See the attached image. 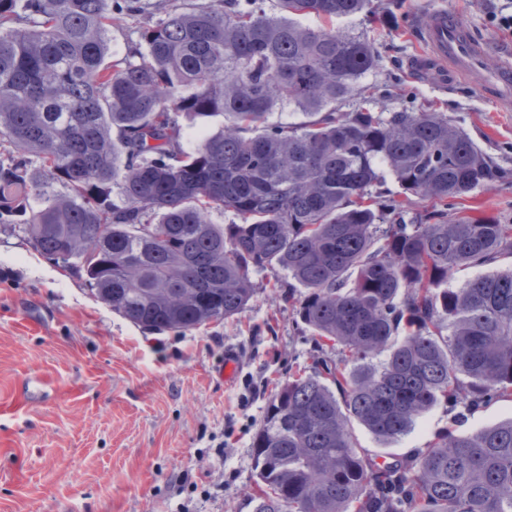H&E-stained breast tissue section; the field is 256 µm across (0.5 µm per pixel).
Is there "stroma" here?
Returning <instances> with one entry per match:
<instances>
[{"label":"stroma","instance_id":"obj_1","mask_svg":"<svg viewBox=\"0 0 512 512\" xmlns=\"http://www.w3.org/2000/svg\"><path fill=\"white\" fill-rule=\"evenodd\" d=\"M374 14L336 19L363 35L377 65L365 77L375 112H439L512 171V111L485 96L480 75L440 89L406 68L424 45L412 20L444 8L488 47L487 68L512 58V33L487 22L491 0H373ZM473 207L512 224V178L449 212ZM270 273L241 314L186 332L154 333L112 312L73 269L48 261L21 234L0 230V512H252L251 442L276 384L310 366L314 347ZM241 359L234 385L217 369ZM512 419V397L463 423L447 405L411 432L381 442L354 431L370 454L398 459L436 432Z\"/></svg>","mask_w":512,"mask_h":512}]
</instances>
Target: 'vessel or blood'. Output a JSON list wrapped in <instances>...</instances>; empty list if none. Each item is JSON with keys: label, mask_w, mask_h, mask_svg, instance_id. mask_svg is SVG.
Masks as SVG:
<instances>
[{"label": "vessel or blood", "mask_w": 512, "mask_h": 512, "mask_svg": "<svg viewBox=\"0 0 512 512\" xmlns=\"http://www.w3.org/2000/svg\"><path fill=\"white\" fill-rule=\"evenodd\" d=\"M425 50L410 58L411 67L427 75L430 83L447 86L482 69L485 44L476 42L454 13L438 8L416 20ZM486 97L497 106H512V63L504 62L484 83Z\"/></svg>", "instance_id": "vessel-or-blood-1"}]
</instances>
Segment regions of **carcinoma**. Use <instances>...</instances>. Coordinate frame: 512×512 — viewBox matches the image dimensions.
I'll use <instances>...</instances> for the list:
<instances>
[{
    "label": "carcinoma",
    "mask_w": 512,
    "mask_h": 512,
    "mask_svg": "<svg viewBox=\"0 0 512 512\" xmlns=\"http://www.w3.org/2000/svg\"><path fill=\"white\" fill-rule=\"evenodd\" d=\"M255 4L169 8L112 59L116 15L143 0H0V224L149 331L231 318L284 272L314 349L253 437V512H512V419L382 465L353 434L512 396V269L451 284L512 256V224L448 215L508 172L439 112L340 111L373 46L299 18L371 0ZM287 104L307 120L268 123ZM217 116L185 144L182 121Z\"/></svg>",
    "instance_id": "1"
}]
</instances>
